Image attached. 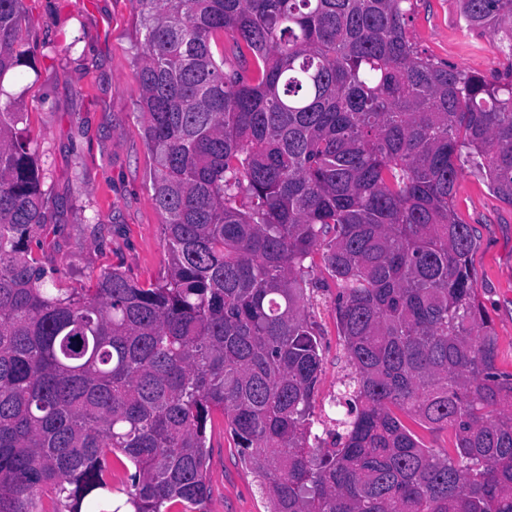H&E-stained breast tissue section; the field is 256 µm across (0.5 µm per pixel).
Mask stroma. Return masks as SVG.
<instances>
[{"label":"stroma","mask_w":512,"mask_h":512,"mask_svg":"<svg viewBox=\"0 0 512 512\" xmlns=\"http://www.w3.org/2000/svg\"><path fill=\"white\" fill-rule=\"evenodd\" d=\"M36 70L16 77L23 108L45 168L43 188L51 224L33 246L47 272L75 285L118 265L142 283L162 279L168 254L152 201L148 151L138 115L140 55L131 0H25ZM406 30L433 61L493 80L512 57L491 45L488 32L468 28L459 0H410ZM458 216L480 237L472 266L480 298L493 321L497 365L512 373V206L480 177L463 171L456 187ZM321 291L322 373L315 407L329 409L345 374L342 340ZM211 445L209 512H267L268 502L222 416L207 427Z\"/></svg>","instance_id":"1"}]
</instances>
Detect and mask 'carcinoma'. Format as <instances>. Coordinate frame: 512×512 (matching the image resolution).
I'll return each instance as SVG.
<instances>
[{
	"instance_id": "cac0c4a2",
	"label": "carcinoma",
	"mask_w": 512,
	"mask_h": 512,
	"mask_svg": "<svg viewBox=\"0 0 512 512\" xmlns=\"http://www.w3.org/2000/svg\"><path fill=\"white\" fill-rule=\"evenodd\" d=\"M133 2L168 271L78 288L32 255L43 168L5 84L36 63L25 0H0V512H120L129 463L127 512H208L216 412L268 512H512V374L454 211L466 165L512 206V69L419 56L408 0ZM461 4L512 53V0ZM224 36L253 75L224 69ZM330 283L349 373L319 454Z\"/></svg>"
}]
</instances>
